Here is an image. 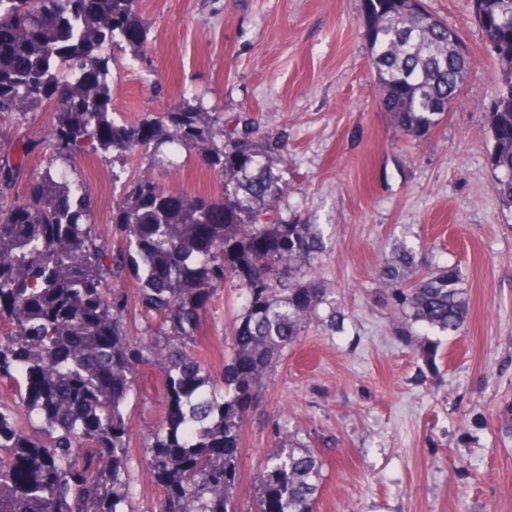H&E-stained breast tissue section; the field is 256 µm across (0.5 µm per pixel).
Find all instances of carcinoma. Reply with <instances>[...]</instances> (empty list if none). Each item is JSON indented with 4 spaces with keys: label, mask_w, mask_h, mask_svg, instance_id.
I'll return each mask as SVG.
<instances>
[{
    "label": "carcinoma",
    "mask_w": 512,
    "mask_h": 512,
    "mask_svg": "<svg viewBox=\"0 0 512 512\" xmlns=\"http://www.w3.org/2000/svg\"><path fill=\"white\" fill-rule=\"evenodd\" d=\"M484 41L495 43L500 93L486 113L494 190L512 209V0H470ZM139 0H0V117L43 106L56 112L48 147L72 162L89 140L120 156L166 143L203 150L223 181L219 198L169 193L134 180L112 210L113 245L82 223L91 195L47 167L9 201L25 159L0 158V384L39 426L21 429L0 406V512H127L124 414L145 363L159 366L167 410L147 447V469L164 491L160 512H242L238 464L242 425L262 400L263 378L318 317L329 291L305 274L326 249L316 224L274 216L286 185L278 141L253 140L246 118L213 141L218 116L201 107L153 121L112 119L110 58L104 47L143 39ZM362 24L378 100L394 126L427 138L448 112L470 55L448 42V25L423 0H364ZM173 132H168V127ZM133 273L134 295L108 289ZM395 320L456 336L468 303L454 265L422 274L398 244L381 267ZM239 291L221 377L189 351L220 285ZM140 318L159 342L129 335ZM263 462L254 512H314L322 462L278 436Z\"/></svg>",
    "instance_id": "carcinoma-1"
}]
</instances>
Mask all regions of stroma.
<instances>
[{
	"label": "stroma",
	"mask_w": 512,
	"mask_h": 512,
	"mask_svg": "<svg viewBox=\"0 0 512 512\" xmlns=\"http://www.w3.org/2000/svg\"><path fill=\"white\" fill-rule=\"evenodd\" d=\"M425 6L462 37L473 64L421 143L378 104L362 0H140L141 49H105L116 121L189 104L253 121L288 158L279 218L320 225L328 242L317 272L331 292L320 311L339 310L343 326L310 322L264 378L262 405L243 424L242 506L284 426L322 462L315 512H512V209L493 188L484 113L499 83L469 0ZM55 121L40 108L0 122V155L21 139L37 144L18 187L45 169ZM178 162L85 150L67 175L89 188L87 221L108 241L132 177L150 174L177 195H221L195 146H181ZM399 241L420 271L459 266L469 302L461 335L399 331L378 281ZM240 304L228 283L203 315L195 351L213 375L231 352ZM136 387L125 408L129 503L157 512L163 491L145 452L165 414L159 370L141 365Z\"/></svg>",
	"instance_id": "1"
}]
</instances>
